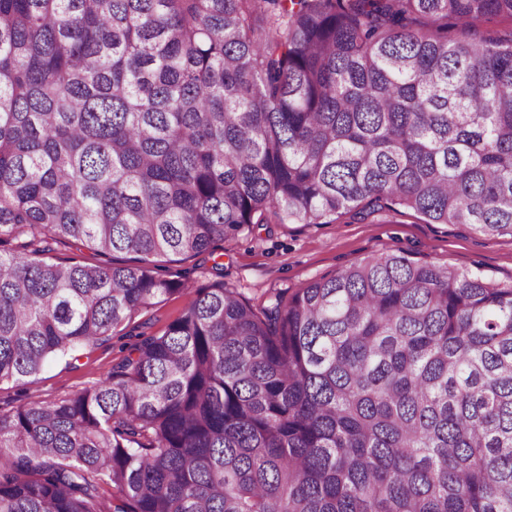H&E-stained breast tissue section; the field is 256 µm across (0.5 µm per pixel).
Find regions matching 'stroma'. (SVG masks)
I'll use <instances>...</instances> for the list:
<instances>
[{
  "mask_svg": "<svg viewBox=\"0 0 512 512\" xmlns=\"http://www.w3.org/2000/svg\"><path fill=\"white\" fill-rule=\"evenodd\" d=\"M407 254L440 267L480 272L497 282L512 280V238L487 236L464 224H427L416 214L380 212L363 221L346 217L333 224H262L252 233L225 240L220 258L224 285L253 305L299 288L366 258ZM194 298L185 291L153 305L134 322L131 336L91 344L72 362L47 364L32 382L0 385V409L29 401H57L103 379L127 355L138 335L162 334Z\"/></svg>",
  "mask_w": 512,
  "mask_h": 512,
  "instance_id": "1",
  "label": "stroma"
}]
</instances>
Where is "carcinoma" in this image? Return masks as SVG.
Listing matches in <instances>:
<instances>
[{
	"instance_id": "carcinoma-1",
	"label": "carcinoma",
	"mask_w": 512,
	"mask_h": 512,
	"mask_svg": "<svg viewBox=\"0 0 512 512\" xmlns=\"http://www.w3.org/2000/svg\"><path fill=\"white\" fill-rule=\"evenodd\" d=\"M512 0H0V384L258 224L512 237ZM70 240L124 265L52 263ZM108 375L0 411V512H512V282L367 258L224 282Z\"/></svg>"
}]
</instances>
